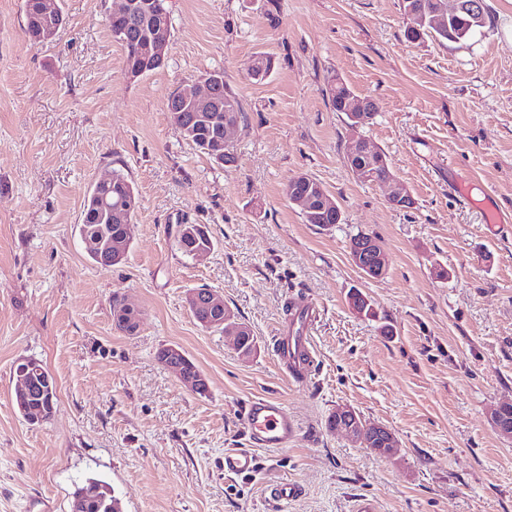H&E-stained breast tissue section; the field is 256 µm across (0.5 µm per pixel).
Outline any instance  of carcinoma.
I'll return each instance as SVG.
<instances>
[{"mask_svg": "<svg viewBox=\"0 0 512 512\" xmlns=\"http://www.w3.org/2000/svg\"><path fill=\"white\" fill-rule=\"evenodd\" d=\"M25 33L29 40L38 43L49 21L41 14L39 0H25ZM154 11L157 18L150 22L138 16L108 19V27L116 34L118 41L125 52V69L139 68L141 74L157 70V67L145 62L140 52V44L146 33L156 37L166 38L171 36V30L160 26L162 18L169 15L166 0H154ZM479 26L472 24L471 17L465 12H459L448 16V32L442 35V39L449 42H459L468 38ZM353 90L341 79H336L329 89L328 94L337 112L343 111V102ZM214 104L229 107V112H221L219 116L227 117L231 121L238 120L241 108L238 99L227 89L226 84L220 82L214 89ZM224 135V122L203 130H198L196 135L187 134L185 139L192 145H198V141L204 139H216ZM391 175V169L387 164L385 155L380 153L376 159L367 163V170L358 174L356 179L365 182L382 183ZM318 185V182L305 174L292 178L286 186V194L291 197L302 194ZM139 207L138 196L131 181L120 170H112L110 181L104 185L94 183L85 199L79 235L83 248L87 255L98 265L109 268L114 263L104 258L102 240L110 239L112 243H120L123 246V254H129L131 241L122 240V225L130 224ZM191 235L178 238V248L185 256L198 248L214 249V242L206 227L200 224H192ZM158 362L168 368L174 364L188 370L196 367L190 358L180 357L173 359L171 348L165 345L156 353ZM17 408L28 421L49 420L54 412L55 405L48 404L38 395L31 396L17 404ZM117 500L111 495L109 485L100 480H89L75 489L72 494L71 508L76 512H114L113 505Z\"/></svg>", "mask_w": 512, "mask_h": 512, "instance_id": "1", "label": "carcinoma"}]
</instances>
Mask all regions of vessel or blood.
Here are the masks:
<instances>
[{
  "instance_id": "obj_1",
  "label": "vessel or blood",
  "mask_w": 512,
  "mask_h": 512,
  "mask_svg": "<svg viewBox=\"0 0 512 512\" xmlns=\"http://www.w3.org/2000/svg\"><path fill=\"white\" fill-rule=\"evenodd\" d=\"M280 360L300 366L310 359L307 337L297 336L283 340L278 347ZM241 426L250 445L234 448L224 454V471L232 476L253 474L258 448H285L300 430L299 423L284 402L277 397H256L248 400L241 411Z\"/></svg>"
}]
</instances>
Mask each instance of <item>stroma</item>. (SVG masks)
Wrapping results in <instances>:
<instances>
[{
    "instance_id": "obj_1",
    "label": "stroma",
    "mask_w": 512,
    "mask_h": 512,
    "mask_svg": "<svg viewBox=\"0 0 512 512\" xmlns=\"http://www.w3.org/2000/svg\"><path fill=\"white\" fill-rule=\"evenodd\" d=\"M460 42L407 40L400 0H167L165 65L136 80L106 22L114 0H59L61 35H25L24 0H0V512H70L87 480L121 512H512V439L492 423L512 403V223L484 224L472 186L512 209V0H486ZM268 54L270 75L249 78ZM224 74L242 114L234 159L217 164L169 121V98ZM343 79L375 100L351 128L325 89ZM383 152L414 199L356 180L357 139ZM119 168L139 196L131 251L103 268L85 253L87 192ZM305 174L342 223H305L285 194ZM206 225L207 259L184 256L178 227ZM377 237L388 272L365 278L348 242ZM208 288L252 328L256 352L202 328L190 290ZM371 302L355 314L350 289ZM138 315L113 324V298ZM310 305L313 363L295 381L276 355L296 335L290 303ZM180 347L206 375L198 396L156 359ZM58 383L50 420L15 403L18 361ZM280 397L300 433L230 477L224 452L249 442L239 412ZM341 403L399 442L382 457L325 420ZM298 486L278 502L272 483Z\"/></svg>"
}]
</instances>
